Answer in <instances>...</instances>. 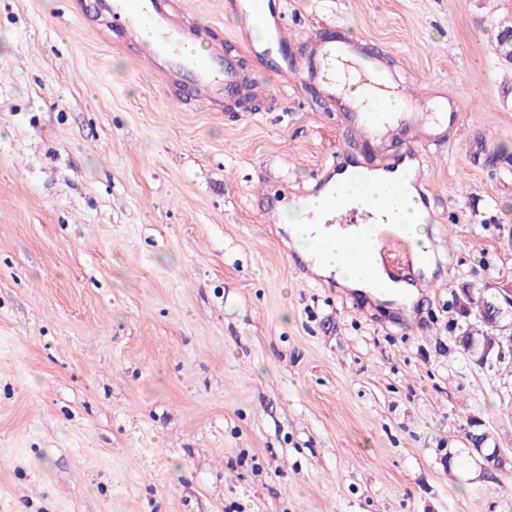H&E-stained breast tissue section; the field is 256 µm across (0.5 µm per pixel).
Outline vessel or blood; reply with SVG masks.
I'll list each match as a JSON object with an SVG mask.
<instances>
[{
	"label": "vessel or blood",
	"instance_id": "b4317fda",
	"mask_svg": "<svg viewBox=\"0 0 512 512\" xmlns=\"http://www.w3.org/2000/svg\"><path fill=\"white\" fill-rule=\"evenodd\" d=\"M97 9L110 18L119 45H138L142 42V31L151 30L152 38L146 43L151 69L164 81L174 77L186 79L195 100L207 110L216 111L225 100L239 94L241 77L223 46H214L199 55L188 54V45L198 40L202 30L184 12L174 10L171 0H97ZM304 46L302 62L288 71L298 85L320 83L332 91L336 88L332 75L337 67L357 69L358 96L340 98L339 103L347 110L353 128L371 142L385 144L392 132L401 129L423 132L428 139L441 138L447 136L458 119L449 104L439 112L420 107L387 73L384 52L367 51L362 43L345 34L325 41L313 33L305 38ZM391 96L403 100L402 111L384 110V101ZM394 168L387 155L370 157L357 168L359 184L367 186L374 173H389ZM331 221L355 230L354 237L344 240L340 252L347 265L366 267L377 255L398 270L406 269L420 276L434 259L431 248L415 252L402 237L383 232L387 221L385 208L359 211L339 207Z\"/></svg>",
	"mask_w": 512,
	"mask_h": 512
}]
</instances>
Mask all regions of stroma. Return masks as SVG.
<instances>
[{
  "mask_svg": "<svg viewBox=\"0 0 512 512\" xmlns=\"http://www.w3.org/2000/svg\"><path fill=\"white\" fill-rule=\"evenodd\" d=\"M242 96L211 112L73 0H0V512H512V352L460 344L459 283L512 280V0H179ZM386 50L461 121L419 145L446 250L413 300L338 290L278 222L365 144L280 74L312 30ZM501 338L503 336H495L490 341L474 343L470 350V355L480 364L488 363L495 355L497 358L501 357L503 348Z\"/></svg>",
  "mask_w": 512,
  "mask_h": 512,
  "instance_id": "stroma-1",
  "label": "stroma"
}]
</instances>
